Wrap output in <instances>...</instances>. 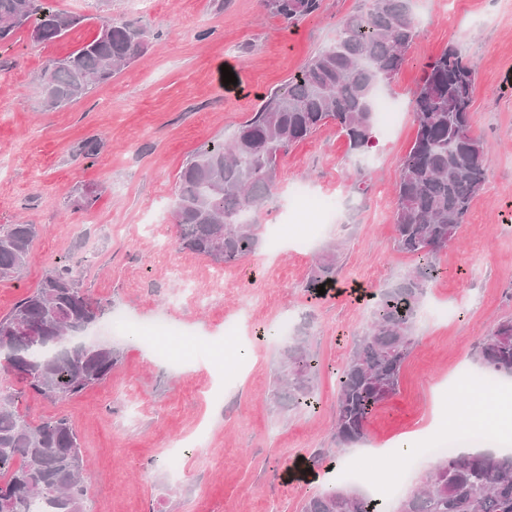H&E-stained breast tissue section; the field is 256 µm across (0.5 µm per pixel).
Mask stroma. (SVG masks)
I'll return each mask as SVG.
<instances>
[{"instance_id":"obj_1","label":"stroma","mask_w":512,"mask_h":512,"mask_svg":"<svg viewBox=\"0 0 512 512\" xmlns=\"http://www.w3.org/2000/svg\"><path fill=\"white\" fill-rule=\"evenodd\" d=\"M84 22L48 45L28 35L0 48V224L39 228L32 257L14 280L0 281V315L33 291L56 264L73 265L80 287L104 310L95 328L122 357L111 376L61 402L22 395L18 410L32 423L60 415L79 431L94 477L84 512H301L305 499L332 482L327 466L357 456L338 448L331 427L337 378L369 302L350 286L375 293L416 265L394 246L392 220L398 160L415 138L412 98L423 66L455 44L477 72L473 135L486 145L487 181L459 240L441 251V273L416 331L400 387L370 418L365 447L389 452L404 437L424 438L440 424L460 369L475 364L477 346L498 320L512 318V0H413L419 36L387 95L399 112L376 128L365 169L336 124L322 126L280 161L271 197L255 215L260 231L274 219L309 223L292 194L363 191L344 222L324 225L304 252L261 241L233 268L180 249L173 210L181 167L199 146L229 139L262 98L284 85L317 51L334 42L340 22L365 0H323L316 16L291 27L263 0H53ZM146 27L145 56L67 107L42 105L40 75L99 30L102 20ZM237 81L224 85L222 68ZM100 144L80 154L83 141ZM90 192V209L74 206ZM337 246L341 294L314 298L310 268ZM140 321L164 317L195 334L190 348L169 342L183 366H170L141 344L110 339L115 311ZM307 318L320 362L317 403L301 411L270 399L280 348L272 341L282 317ZM183 448L186 478L168 477V452ZM323 451L313 483L287 482L301 454Z\"/></svg>"}]
</instances>
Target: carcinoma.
<instances>
[{
    "mask_svg": "<svg viewBox=\"0 0 512 512\" xmlns=\"http://www.w3.org/2000/svg\"><path fill=\"white\" fill-rule=\"evenodd\" d=\"M264 2L270 15L290 25L322 8V0ZM84 21L52 8L49 0H0V43L24 31L35 43H53ZM417 37L411 0H366L340 23L336 42L264 96L228 143L198 148L178 177L174 216L182 247L226 267L254 252L260 237L252 215L272 195L280 156L329 122L355 155H367L376 97L400 72ZM147 50L143 26L103 22L91 40L45 67L43 107L57 109L86 96ZM475 90V70L454 45L425 63L413 96L416 136L398 161L393 209L397 249L420 264L376 295L368 327L340 372L334 432L341 447L365 441L371 414L398 392L429 285L439 275L435 255L458 239L485 185L488 150L471 132ZM37 235L35 224H0V280L20 275ZM334 283L332 248L312 266L308 288ZM102 314L83 295L73 266L53 267L0 316V368L44 399L83 393L120 361L112 345L84 340ZM309 336L310 325L303 322L282 339L271 390L281 409L301 411L316 403L319 361ZM478 361L481 374L512 378L511 318L489 329ZM18 398L0 390V512H83L86 460L77 430L65 417L28 422L17 410ZM381 509L361 486L340 482L306 499L301 512ZM394 512H512V455L451 453L423 473L420 487L399 498Z\"/></svg>",
    "mask_w": 512,
    "mask_h": 512,
    "instance_id": "obj_1",
    "label": "carcinoma"
}]
</instances>
